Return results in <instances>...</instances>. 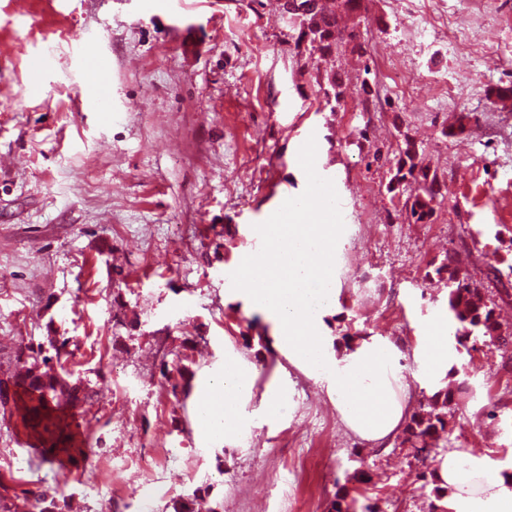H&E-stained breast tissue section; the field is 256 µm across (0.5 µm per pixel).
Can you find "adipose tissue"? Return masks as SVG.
I'll return each mask as SVG.
<instances>
[{
    "label": "adipose tissue",
    "instance_id": "obj_1",
    "mask_svg": "<svg viewBox=\"0 0 512 512\" xmlns=\"http://www.w3.org/2000/svg\"><path fill=\"white\" fill-rule=\"evenodd\" d=\"M323 220L300 221L305 205L289 202L288 221L263 225L264 248L238 270V289L255 308L278 325V346L289 363L325 382L343 425L360 440L380 445L407 421L409 391L403 380L402 353L392 342L357 339L350 349L335 350L322 334L325 311L338 295L336 254L343 244L341 225L332 221L331 202L316 193ZM446 331L433 322L413 358L429 376L444 373L448 361ZM254 376L236 364L223 378L200 389L199 424L205 435L232 438L243 422V405L252 397ZM435 478L467 512H512V481L488 471L451 448L439 455Z\"/></svg>",
    "mask_w": 512,
    "mask_h": 512
}]
</instances>
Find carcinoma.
Listing matches in <instances>:
<instances>
[{
    "mask_svg": "<svg viewBox=\"0 0 512 512\" xmlns=\"http://www.w3.org/2000/svg\"><path fill=\"white\" fill-rule=\"evenodd\" d=\"M312 8L306 18L309 40L297 37L295 47L305 45L308 55L326 56L341 47L363 58L368 54L365 43L359 41L356 33L339 24L345 14L358 13L363 8L362 0H343L338 6L335 0H308ZM348 76L332 73L327 86L320 88L326 105L331 111L343 106L345 85ZM400 189L407 193L405 211L414 223L425 224L435 214V207L445 197V184L437 171L425 162L415 143L403 138V146L398 148L396 173L391 179L389 191ZM437 282L448 288V310L452 319L459 324L454 332L456 344L467 347L468 340L482 341L486 347L500 348L512 343V328L499 321L496 308L489 303L482 290L467 274L461 272L453 254H446L435 269ZM112 327L126 329L127 335L113 337V344L127 345L135 340L136 327L122 316L112 317ZM55 350L56 356L68 344V339L47 337V343H34V340L20 342L12 351L0 355V373L7 376L13 385L15 398L13 408L20 417V423L28 435L41 446L49 449L50 460L60 462L72 457L77 451V437L64 411L69 403L88 401L99 394L92 387L68 383L55 369L52 358L43 354L44 345ZM160 373L171 387L173 397L183 393L179 384L171 381L168 352L164 344H158ZM456 392L451 385L434 392L415 409L405 428L404 442L414 449L416 456L425 458L431 449L439 447V441L448 433V414L455 405ZM204 498L193 495L191 498L173 502V512H216L205 507Z\"/></svg>",
    "mask_w": 512,
    "mask_h": 512,
    "instance_id": "1",
    "label": "carcinoma"
}]
</instances>
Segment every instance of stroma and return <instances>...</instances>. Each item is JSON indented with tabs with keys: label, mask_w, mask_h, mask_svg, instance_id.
<instances>
[{
	"label": "stroma",
	"mask_w": 512,
	"mask_h": 512,
	"mask_svg": "<svg viewBox=\"0 0 512 512\" xmlns=\"http://www.w3.org/2000/svg\"><path fill=\"white\" fill-rule=\"evenodd\" d=\"M347 27L369 44L311 59L288 44L277 0H0V350L63 336L70 382L101 389L71 411L92 429L63 466L0 415V482L16 503L47 493L65 512H172L201 494L218 512H329L362 476L379 512H430L403 434L370 447L338 420L322 383L293 368L267 313L235 291L262 225L315 179L341 204V293L324 318L330 341L358 332L399 344L412 401L458 384L449 445L512 473V371L503 350H449L459 374L419 376L412 352L448 312L430 283L446 253L512 325V0H429L455 11L467 37L433 33L415 0H365ZM418 77L405 89L390 69ZM347 72L345 105L319 93ZM106 91L98 100L89 76ZM377 95L365 124L363 86ZM471 120L458 132L462 113ZM365 138L349 142L358 129ZM448 186L428 224L389 192L403 136ZM138 335L114 347L113 290ZM197 340L174 399L155 358ZM240 361L257 374L249 428L229 440L196 424V392ZM293 395L264 415L266 385Z\"/></svg>",
	"instance_id": "stroma-1"
}]
</instances>
